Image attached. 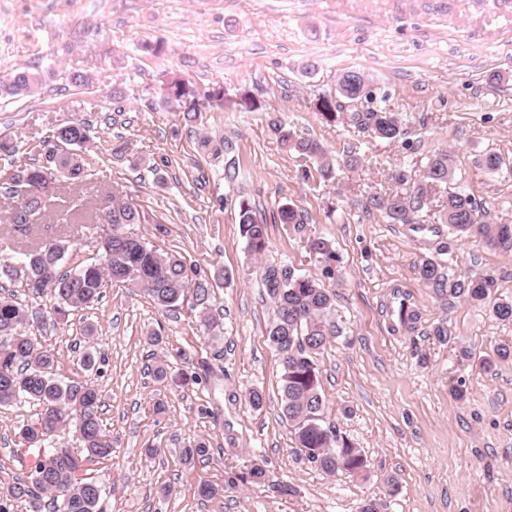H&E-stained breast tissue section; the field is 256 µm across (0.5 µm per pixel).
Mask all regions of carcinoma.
<instances>
[{"instance_id":"cac0c4a2","label":"carcinoma","mask_w":512,"mask_h":512,"mask_svg":"<svg viewBox=\"0 0 512 512\" xmlns=\"http://www.w3.org/2000/svg\"><path fill=\"white\" fill-rule=\"evenodd\" d=\"M44 74L24 69L0 80V97L19 99L36 94L42 87ZM339 98L320 99L318 111L329 122L341 121L370 137L392 142L403 135L401 120L375 105L368 90L367 77L359 71L342 75L337 88ZM162 100L182 112L190 123L199 117V93L183 79H175L163 88ZM369 106H364V103ZM269 124L281 145L304 162L317 163L319 175L334 178V165L324 146L315 139L297 135L273 114ZM54 137L68 144L72 153L58 160L46 155L41 165L28 164L9 178L10 191L17 204L6 218L15 224H35L54 198L55 176L68 171L65 178L72 184L86 180L97 163L95 136L86 122L60 125ZM454 171L446 150L426 156L419 172L399 167L391 172L392 186L363 198L366 211L381 213L390 224H420L423 214L438 207L441 223L457 237L480 236L490 247L512 255V224H488L470 194L452 187ZM112 236L101 246L104 266L78 264L61 274L68 245L58 239L50 247L26 251L22 257L0 259V280H25L29 292L56 301L55 313L69 316L89 307L101 297L103 283L137 288L164 311L176 309L192 293L191 307L197 311L204 333L219 329V317L210 305L212 278L178 255L124 231L132 224L144 222V215L126 198L112 197L107 213ZM279 223L301 232L304 215L285 202L278 207ZM238 224L250 253L265 254L268 247L267 223L256 217L251 203H238ZM315 258L327 263L334 259L332 244L325 238L307 241ZM419 279L439 295L463 296L476 305L490 307V313L502 322L512 321V300L493 298L496 282L490 276L469 277L445 270V265L428 258L417 268ZM262 284L273 306L267 329L270 346L279 350L285 345L288 359L281 361L280 408L282 417L294 437L297 448L306 459L327 473L343 471L361 473L366 460L361 451L326 423V401L319 389L317 356L329 342L334 325L329 321L333 294L323 284L297 273L281 261H268L263 266ZM420 320L419 311L402 300L398 321L413 333ZM45 318L35 307L15 300L14 295L0 296V407L28 402L38 407L36 417L24 424L29 433L22 440L35 450L30 472L14 481L5 495L0 494V512H15L17 504L26 503L29 512H43L44 500L53 503V512H103L100 484L86 476L90 466L112 458V436L102 428L100 390L93 384L63 382L54 373L55 356L22 328L40 325ZM93 328L86 329V344L81 362L91 370L105 358L91 344ZM152 376L161 384L181 387L199 381L197 373L171 372L167 361H156ZM74 429L83 448L73 453L63 448H46L45 441L61 431ZM209 442L202 438L179 451L182 464L191 466L209 458Z\"/></svg>"}]
</instances>
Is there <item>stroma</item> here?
I'll use <instances>...</instances> for the list:
<instances>
[{
    "label": "stroma",
    "mask_w": 512,
    "mask_h": 512,
    "mask_svg": "<svg viewBox=\"0 0 512 512\" xmlns=\"http://www.w3.org/2000/svg\"><path fill=\"white\" fill-rule=\"evenodd\" d=\"M311 62L317 70L309 76L303 67ZM27 67L43 71L40 92L0 101V138L18 146L15 155L0 154V219L15 203L3 187L15 167L44 162V141L58 124L85 121L104 148L125 143L127 158L105 159L90 184L63 199L102 209L122 187L145 216L133 233L226 274L212 292L222 323L215 338L203 336L190 304L161 311L143 292L109 282L93 306L47 331L30 328L54 353L59 378L101 392L113 453L90 475L103 488L104 512H360L369 501L378 512H512V361L495 358L512 344V322L434 294L416 272L438 256L455 272L493 277L498 297L510 299L512 255L452 238L436 221L390 224L361 206L363 195L387 186L392 169H417L428 153L445 150L455 186L475 196L487 222L512 221V0H0V79ZM348 71L364 73L378 105L399 114L402 139L375 140L317 112L319 97L336 96ZM493 72L502 79L492 85ZM77 73L87 86H71ZM177 77L202 93L223 89L236 105L201 101L197 123L186 124L161 99ZM245 96L254 109L238 106ZM274 112L326 145L336 182L303 180V162L268 126ZM488 151L502 156L499 171L482 164ZM352 155L361 164L349 169ZM243 198L268 216L283 202L297 205L303 232L271 222L266 256L251 254L237 221ZM38 227L1 236L0 256L67 233L69 269L100 260L99 240L110 230L102 220L71 223L59 211ZM313 236L336 250L333 279L307 251ZM269 259L325 280L334 294L337 331L318 356L319 383L328 421L368 460L362 475L309 462L280 416V358L267 341L272 306L262 287ZM405 297L420 313L411 335L397 317ZM440 322L451 333L445 345L430 335ZM89 330L106 357L98 372L81 364ZM153 331L159 344L147 341ZM180 350L210 371L175 391L148 368L164 357L181 369ZM254 388L265 395L259 410L246 399ZM160 402L165 412H157ZM36 411L29 403L0 407V492L28 473L17 460L20 428ZM200 438L210 443L209 458L182 465L180 448ZM150 446L156 457L145 456ZM255 464L267 470L268 485L244 481ZM204 481L219 494L200 498ZM281 484L292 494L278 492ZM163 485L171 488L165 497Z\"/></svg>",
    "instance_id": "35a3bbf8"
}]
</instances>
